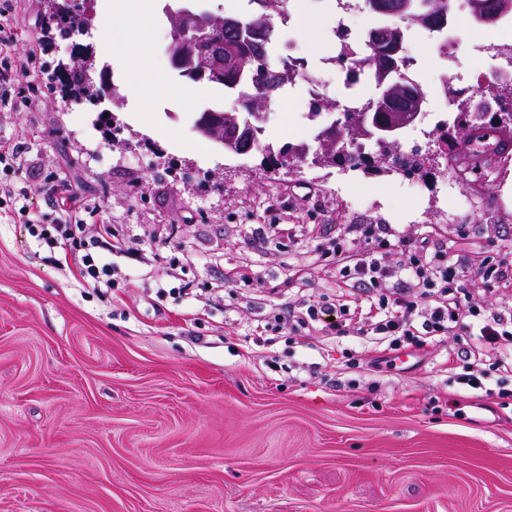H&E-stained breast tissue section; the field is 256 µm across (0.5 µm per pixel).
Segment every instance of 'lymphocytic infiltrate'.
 <instances>
[{
  "mask_svg": "<svg viewBox=\"0 0 512 512\" xmlns=\"http://www.w3.org/2000/svg\"><path fill=\"white\" fill-rule=\"evenodd\" d=\"M37 238L47 261L63 267L74 265L82 279L97 284L111 276L112 257L124 253L121 244L114 241L108 224L99 226L96 234L87 240L76 238L68 224L54 225L52 232H40ZM444 254L440 247L429 257L405 251L403 266L416 286L386 291L373 298L371 306L380 312L381 318L368 324L367 331L379 337L391 351L408 345L425 352L438 337L459 336L464 345L456 357L463 361L464 372L457 382L480 390L488 371L477 359L474 345L495 350L497 371L512 373V307L502 308L481 325L470 322L466 295L455 273L444 264Z\"/></svg>",
  "mask_w": 512,
  "mask_h": 512,
  "instance_id": "obj_1",
  "label": "lymphocytic infiltrate"
}]
</instances>
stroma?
<instances>
[{"mask_svg": "<svg viewBox=\"0 0 512 512\" xmlns=\"http://www.w3.org/2000/svg\"><path fill=\"white\" fill-rule=\"evenodd\" d=\"M71 2L93 14L88 34H53L34 0L18 9L15 44L0 48L14 64L37 49L0 103V143L23 158L0 167L14 191L0 194V512H512V403L450 382L443 362L457 338L423 359L395 356L366 336L299 338L290 317L335 298L327 250L338 242L389 269L381 288L404 285L400 255L351 234L370 222L417 249L447 244L481 315L512 304V282L491 292L476 270L512 262V168L455 184L439 165L348 184L331 166L272 175L262 152L228 153L194 130L199 108L238 107L205 81L198 107L126 94L107 123L97 100L51 78L81 44L125 84L99 36L103 0ZM165 3L128 34L180 87ZM455 14L454 64L423 34L406 41L435 113L450 109L442 77L472 66L465 0ZM280 49L342 95V76L302 32L284 31ZM280 98L263 135L277 148L312 134L307 83ZM449 189L473 209L444 208ZM24 203L46 229L64 207L85 208L82 236L111 224L128 248L111 291L44 261L16 214ZM243 268L250 280L237 279Z\"/></svg>", "mask_w": 512, "mask_h": 512, "instance_id": "obj_1", "label": "stroma"}]
</instances>
